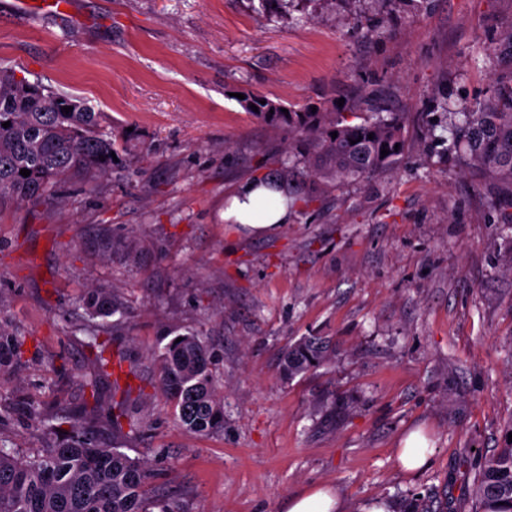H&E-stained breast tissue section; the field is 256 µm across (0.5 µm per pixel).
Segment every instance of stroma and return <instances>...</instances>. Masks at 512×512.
Returning a JSON list of instances; mask_svg holds the SVG:
<instances>
[{
  "instance_id": "1",
  "label": "stroma",
  "mask_w": 512,
  "mask_h": 512,
  "mask_svg": "<svg viewBox=\"0 0 512 512\" xmlns=\"http://www.w3.org/2000/svg\"><path fill=\"white\" fill-rule=\"evenodd\" d=\"M512 0H73L30 24L0 0V68L84 100L117 148L107 175L73 178L42 203L0 209V318L24 341L0 374V439L43 440L16 395L71 410L92 366L79 300L110 288L128 327L112 346L135 363L150 489L185 512H287L291 497L336 487L345 512L409 496L471 512L480 453L512 423V224L489 188L426 134L447 105L489 96L511 69L492 53ZM343 102L403 116L395 167L304 204L302 160L240 105ZM271 174L291 224L247 236L222 214L243 182ZM210 346L224 427L175 420L154 356L164 335ZM330 340L334 358L293 378L283 349ZM423 428L433 455L410 473L403 439Z\"/></svg>"
}]
</instances>
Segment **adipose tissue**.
<instances>
[{
  "label": "adipose tissue",
  "instance_id": "ef3b65f1",
  "mask_svg": "<svg viewBox=\"0 0 512 512\" xmlns=\"http://www.w3.org/2000/svg\"><path fill=\"white\" fill-rule=\"evenodd\" d=\"M224 221L252 235H269L291 223L292 211L282 190L256 180L236 189L224 210Z\"/></svg>",
  "mask_w": 512,
  "mask_h": 512
}]
</instances>
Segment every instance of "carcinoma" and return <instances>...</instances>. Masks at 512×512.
I'll list each match as a JSON object with an SVG mask.
<instances>
[{
	"mask_svg": "<svg viewBox=\"0 0 512 512\" xmlns=\"http://www.w3.org/2000/svg\"><path fill=\"white\" fill-rule=\"evenodd\" d=\"M265 103H260V100ZM243 108L284 132L288 148L309 162L311 193L366 183L393 167L404 154L403 117L374 114L349 123L336 107H306L283 113V105L262 95H245ZM257 106L254 112L251 106ZM63 106L73 110L65 112ZM460 120L449 136L435 137L457 157L461 170H475L493 184L488 205L512 208V70L494 78L491 95L475 105L457 106ZM10 122L7 128L2 123ZM337 137H332V133ZM373 138H368V135ZM389 154L381 156V150ZM112 140L99 131L98 113L83 101L46 89L0 70V206L41 200L68 177L90 180L112 168ZM30 170L24 177L20 170ZM87 320L83 332L95 349L93 373L84 379L90 396L78 410L72 431L61 429L59 415L24 396L18 406L45 441L32 455L7 451L0 443V512H184L177 501L149 495L147 463L122 451L118 437L106 441L102 429H138L130 390H120L112 348L101 332L122 328L125 305L107 288L92 289L80 300ZM120 315L114 320L112 316ZM20 340L0 320V373L18 364ZM160 382L175 419L188 432L207 435L224 428V400L212 372L209 346L192 332L154 352ZM331 359L328 342L309 336L289 346L283 372L294 377ZM475 512H512V442L475 464Z\"/></svg>",
	"mask_w": 512,
	"mask_h": 512,
	"instance_id": "1",
	"label": "carcinoma"
}]
</instances>
